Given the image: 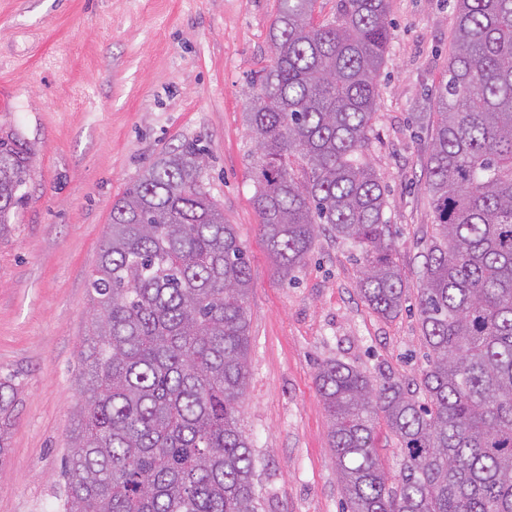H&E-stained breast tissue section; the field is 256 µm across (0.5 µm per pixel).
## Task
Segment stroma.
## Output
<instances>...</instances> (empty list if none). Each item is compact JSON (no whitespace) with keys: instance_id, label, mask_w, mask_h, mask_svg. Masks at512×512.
<instances>
[{"instance_id":"1","label":"stroma","mask_w":512,"mask_h":512,"mask_svg":"<svg viewBox=\"0 0 512 512\" xmlns=\"http://www.w3.org/2000/svg\"><path fill=\"white\" fill-rule=\"evenodd\" d=\"M279 0H0V131L32 148L26 198L0 232V376L19 402L0 460V512H60L88 334L87 278L112 204L160 152L209 149L207 186L249 260L250 386L242 424L261 512H343L315 375L327 360L419 382L416 308L432 210L428 114L445 78L455 0H390L391 39L363 159L406 301L383 319L358 296L361 250L322 231L281 279L254 206L249 81L269 63Z\"/></svg>"}]
</instances>
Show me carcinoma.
Returning a JSON list of instances; mask_svg holds the SVG:
<instances>
[{
	"label": "carcinoma",
	"instance_id": "carcinoma-1",
	"mask_svg": "<svg viewBox=\"0 0 512 512\" xmlns=\"http://www.w3.org/2000/svg\"><path fill=\"white\" fill-rule=\"evenodd\" d=\"M279 0L252 81L254 203L281 278L318 232L359 245L355 290L405 303L384 190L362 152L391 38L389 0ZM424 169L432 224L419 271L427 368L411 384L324 362L316 374L345 512H512V0H456ZM30 146L0 136V230L25 198ZM197 140L161 152L112 205L88 277L90 327L62 470L61 512H259L249 389L251 275L204 183ZM18 403L0 378V459ZM383 415L402 455H375Z\"/></svg>",
	"mask_w": 512,
	"mask_h": 512
}]
</instances>
